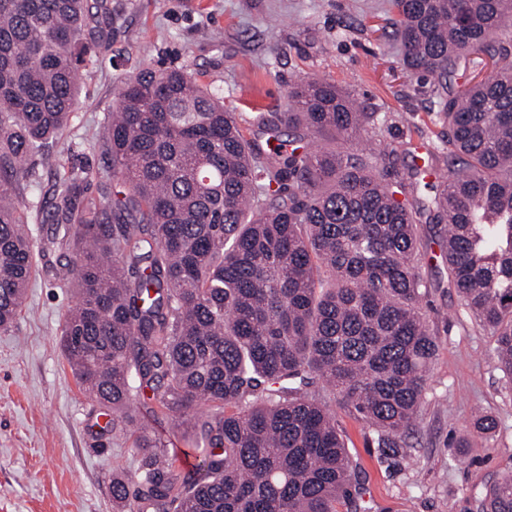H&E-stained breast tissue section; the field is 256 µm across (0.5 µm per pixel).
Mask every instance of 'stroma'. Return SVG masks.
Returning <instances> with one entry per match:
<instances>
[{
	"label": "stroma",
	"instance_id": "35a3bbf8",
	"mask_svg": "<svg viewBox=\"0 0 512 512\" xmlns=\"http://www.w3.org/2000/svg\"><path fill=\"white\" fill-rule=\"evenodd\" d=\"M111 17L92 23L100 59L85 71L67 132V167L98 172L106 156L93 137L124 80L146 66L181 69L224 91L243 117L286 109L289 88L318 76L351 94L386 122L382 145H439L432 85L408 74L395 52L389 0H104ZM37 258L25 304L0 330V512H118L112 477L137 469L133 438L103 427L99 404L77 384L58 341L74 291ZM440 342L416 428L399 455L369 444L348 411L337 419L359 466V492L370 512H473L471 491L512 467V388L496 367L493 341L461 308L454 289L428 297ZM482 409L498 422L494 438L473 431ZM139 425L167 441L173 471L191 475L200 457L192 434L172 415L137 406ZM466 437L457 454L451 442Z\"/></svg>",
	"mask_w": 512,
	"mask_h": 512
}]
</instances>
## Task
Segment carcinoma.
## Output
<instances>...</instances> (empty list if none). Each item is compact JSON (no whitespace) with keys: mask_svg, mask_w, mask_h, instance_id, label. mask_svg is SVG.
<instances>
[{"mask_svg":"<svg viewBox=\"0 0 512 512\" xmlns=\"http://www.w3.org/2000/svg\"><path fill=\"white\" fill-rule=\"evenodd\" d=\"M403 65L429 78L448 177L401 172L377 149L383 118L323 78L288 90L287 111L247 119L218 87L145 67L119 90L97 173L56 180L40 250L76 302L60 346L112 426L151 401L190 429L203 458L179 482L161 437L133 431L143 458L112 478L136 512H369L335 407L387 455L406 447L439 349L423 308L430 281L418 225L430 224L461 306L495 343L512 386V0H390ZM90 0H0V329L35 270L17 196L27 161L65 140ZM472 55L492 72L452 77ZM330 135L322 150L310 137ZM116 183L125 191L112 195ZM320 390H309L314 379ZM135 491H129L130 484ZM476 512H512V469L473 491Z\"/></svg>","mask_w":512,"mask_h":512,"instance_id":"obj_1","label":"carcinoma"}]
</instances>
